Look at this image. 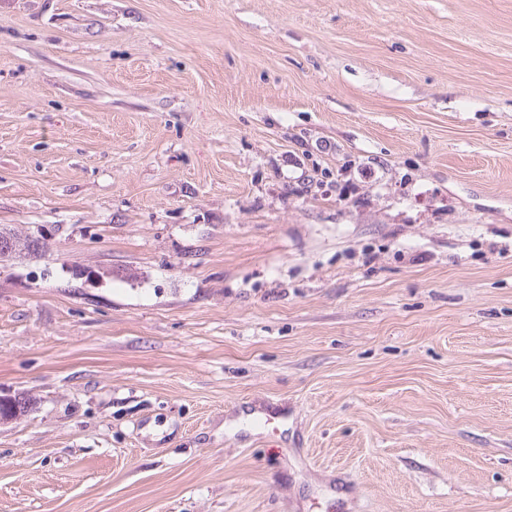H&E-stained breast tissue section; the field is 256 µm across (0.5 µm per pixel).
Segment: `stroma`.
<instances>
[{
	"instance_id": "35a3bbf8",
	"label": "stroma",
	"mask_w": 512,
	"mask_h": 512,
	"mask_svg": "<svg viewBox=\"0 0 512 512\" xmlns=\"http://www.w3.org/2000/svg\"><path fill=\"white\" fill-rule=\"evenodd\" d=\"M1 226L0 512H512V0H0ZM1 241H3V243H11L9 255L16 253V251L22 250L27 251V254L29 255H41L47 246L45 238L42 236V234L35 235L31 233L20 237L11 232L4 231L3 228L0 230V246Z\"/></svg>"
}]
</instances>
